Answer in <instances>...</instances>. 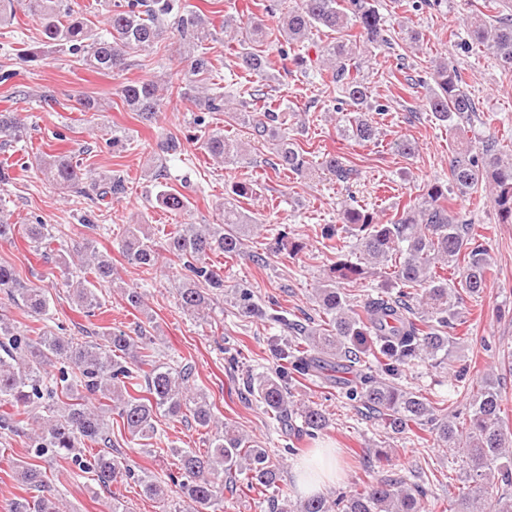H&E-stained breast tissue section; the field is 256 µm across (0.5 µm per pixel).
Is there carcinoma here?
Returning <instances> with one entry per match:
<instances>
[{
	"instance_id": "cac0c4a2",
	"label": "carcinoma",
	"mask_w": 512,
	"mask_h": 512,
	"mask_svg": "<svg viewBox=\"0 0 512 512\" xmlns=\"http://www.w3.org/2000/svg\"><path fill=\"white\" fill-rule=\"evenodd\" d=\"M499 6V0H483L482 8L468 16L464 26L471 43L484 47L499 66L512 71V15H490ZM18 7L41 28L47 41L68 46L96 70L123 71L129 51L153 57L164 36L177 33L179 55L186 63L181 95L203 111L195 116L196 125L205 124V115L221 114L233 104L237 114H252L248 124L254 134L274 145L275 169L297 175L319 169L344 186L357 179L358 169L334 153L312 164L296 139L282 129L285 109L276 100L255 92L245 98L225 88L224 81L214 80L211 58L197 52L203 42L215 38L200 9L182 0H115L109 30L103 34L88 26L73 0H0V23L10 21ZM259 7L262 14L251 13L245 20L224 17L230 43L238 46L235 66L257 82L271 78L263 15L281 13L278 32L284 48L280 53L292 56L303 77L312 76L336 91L341 136L363 145L376 142L375 116L384 114L385 105L371 103L369 86L361 75L360 51L391 45L392 34L372 0H299L288 9L282 8V0H261ZM315 31L332 38L314 45L318 60L311 65L308 41ZM432 76L434 87L426 103L435 121L453 127L480 111L478 100L463 88L457 67L436 59ZM116 94L146 122L155 118L160 107L159 87L153 80L123 83ZM30 130L21 113L1 110L0 150L6 153L28 141ZM201 148L222 163L242 158L239 139L218 127L201 136ZM33 165L47 182L77 193L83 192V181L90 174L74 151L38 152ZM91 186L101 201L126 192L125 178L119 174L93 179ZM485 190L492 193L500 223L512 224V155L501 151L494 138L477 150L458 149L448 183H427L422 194L396 208L386 224L362 206L344 203L340 223L321 229L322 239L336 242V260L315 289L316 303L328 318L325 328L309 329L300 321L259 308L248 288L237 293L242 312L267 316L288 331V338L277 347L280 364L274 372L248 373L242 378L266 413L288 429V439L301 442L329 426L320 405H293L290 384L330 372H353L356 384L346 390V397L361 401L393 433L429 425L435 440L448 451L467 452L471 467L464 472V482L469 492L456 503L454 512H512V493L494 494L499 484L512 488V420L501 409V384L488 378L475 390L467 380L468 370L456 368L453 392L468 403L459 411L442 408L401 385V380L421 362L440 366L448 361L453 345L448 330L460 324L463 296H479L495 275L488 249L476 240L475 225L453 208L455 198ZM227 194L231 198L221 207L220 223L185 224L164 239V250L182 261L179 305L200 321L209 317L213 292L224 289V273L211 264V256L238 254L242 233L260 223L255 213L241 206V201L257 195V184L235 182ZM156 202L171 213L190 205L185 193L165 184L160 185ZM24 232L33 250L52 259L60 270L61 285L76 308L87 318L96 316L101 309L98 288L112 282V258L88 243L54 253L51 245L56 235L50 224H27ZM347 234L355 239L354 260L344 252ZM285 246L292 254L302 249L301 243L288 240V228L273 227L272 251ZM118 248L128 263L147 271L159 259L156 243L140 224L127 225ZM393 260L398 261L393 287L361 300L348 297L340 288L363 279L371 270L386 268ZM0 295L35 322L49 314L48 289L25 281L12 265L1 262ZM94 335L97 340L83 341L45 327L18 325L0 313V429L20 434L12 414L35 413L26 433L35 455L67 458L75 449L87 448L82 468L93 472L101 486L134 478L162 512H224V504L239 496L241 486H275L279 463L260 442L216 418L206 394L191 385V365L174 367L161 361L153 337L142 327L133 336L119 328L96 329ZM52 367L57 372L51 376ZM187 412L210 434L203 452L170 449L177 457L180 477L174 499L147 471L137 475L124 458L112 454L106 415H117L134 442L155 437L159 416L178 418ZM16 474L29 495L13 498L8 512H63L58 498L48 493L46 471L23 462ZM241 474L244 484L237 479ZM425 508L422 491L399 478H384L361 492L342 493L334 499L317 496L294 501L284 496L271 503V512H425Z\"/></svg>"
}]
</instances>
